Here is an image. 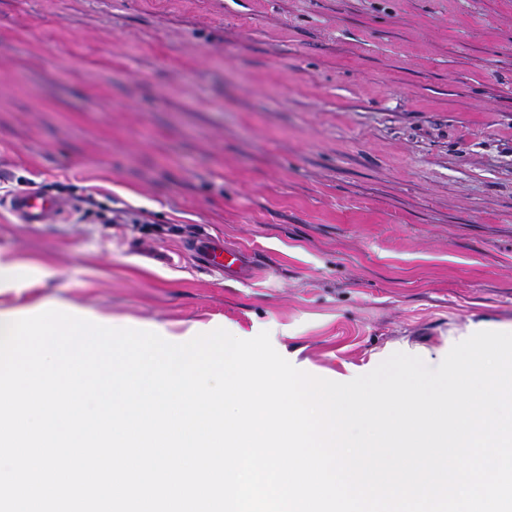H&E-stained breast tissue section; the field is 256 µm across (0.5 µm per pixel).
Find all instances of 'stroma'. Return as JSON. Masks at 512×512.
I'll list each match as a JSON object with an SVG mask.
<instances>
[{
  "label": "stroma",
  "instance_id": "obj_1",
  "mask_svg": "<svg viewBox=\"0 0 512 512\" xmlns=\"http://www.w3.org/2000/svg\"><path fill=\"white\" fill-rule=\"evenodd\" d=\"M72 185L0 308L268 331L348 382L512 324V0H0V187ZM254 258L246 281L201 236ZM103 211L97 212V217L101 220L102 224H146L148 221V214L145 211L139 213H131L125 210H112V208H105L99 206ZM206 264L224 272L225 276L246 281L252 273V265L245 253L237 248L216 244L208 240L199 241L193 245Z\"/></svg>",
  "mask_w": 512,
  "mask_h": 512
}]
</instances>
